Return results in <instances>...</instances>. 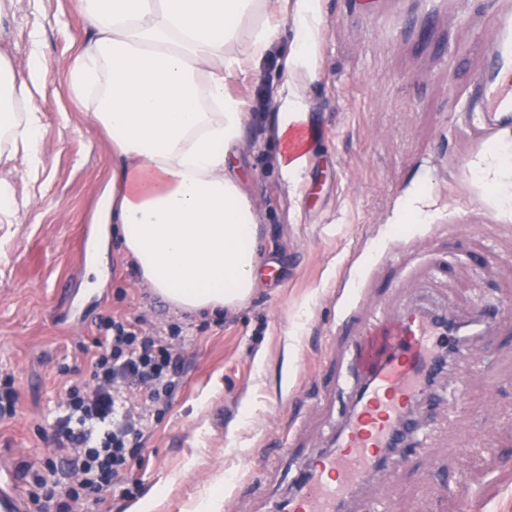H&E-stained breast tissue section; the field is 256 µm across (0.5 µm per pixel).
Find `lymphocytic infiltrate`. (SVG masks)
<instances>
[{
	"mask_svg": "<svg viewBox=\"0 0 512 512\" xmlns=\"http://www.w3.org/2000/svg\"><path fill=\"white\" fill-rule=\"evenodd\" d=\"M97 332L92 380L70 383L65 412L53 422L60 462L36 476L29 491L32 502L57 501V512L123 487L141 429L150 411L167 406L181 361L170 338L128 317H103Z\"/></svg>",
	"mask_w": 512,
	"mask_h": 512,
	"instance_id": "f902f5d3",
	"label": "lymphocytic infiltrate"
}]
</instances>
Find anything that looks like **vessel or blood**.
I'll return each mask as SVG.
<instances>
[{"mask_svg":"<svg viewBox=\"0 0 512 512\" xmlns=\"http://www.w3.org/2000/svg\"><path fill=\"white\" fill-rule=\"evenodd\" d=\"M493 27L496 35L475 101L489 140L512 128V13L498 15ZM441 350L454 356L460 371L468 370L471 352L444 311L409 307L360 332L352 365L360 387L351 411L335 447L307 457L298 475L300 488L289 495L283 512H343L389 449L404 447L417 433L414 409L437 398L426 377ZM14 485L13 474L1 469L0 512H21Z\"/></svg>","mask_w":512,"mask_h":512,"instance_id":"1","label":"vessel or blood"}]
</instances>
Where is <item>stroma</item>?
<instances>
[{
	"label": "stroma",
	"mask_w": 512,
	"mask_h": 512,
	"mask_svg": "<svg viewBox=\"0 0 512 512\" xmlns=\"http://www.w3.org/2000/svg\"><path fill=\"white\" fill-rule=\"evenodd\" d=\"M503 4L512 0H373L364 12L356 0H319L312 69L296 78L312 138L292 182L269 132L294 37L285 28L261 74L233 86L252 115L243 190L277 275L238 310L196 315L150 294L118 243L107 270L92 272L80 242L111 179L112 143L69 82L91 29L73 0H12L0 58L21 62L41 25L47 89L36 205L26 204L35 189L25 157L0 163V183L23 204L0 226V380L12 376L18 393L15 416L0 418V468L15 472L19 491L52 454L66 386L90 377L101 317L142 315L163 335L178 325L181 366L168 409L128 462L130 495L73 512H134L148 498L152 512H193L218 477L219 512H272L300 455L329 447L343 426L358 388L356 328L385 309L469 322L493 306L505 315L471 338L466 385L445 367L410 460L376 471L358 497L387 512H512V205L496 199L468 110ZM412 198L424 219L398 230ZM344 280L349 331L338 326Z\"/></svg>",
	"instance_id": "1"
}]
</instances>
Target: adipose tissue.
Instances as JSON below:
<instances>
[{"label": "adipose tissue", "mask_w": 512, "mask_h": 512, "mask_svg": "<svg viewBox=\"0 0 512 512\" xmlns=\"http://www.w3.org/2000/svg\"><path fill=\"white\" fill-rule=\"evenodd\" d=\"M92 35L72 63L76 95L92 90V122L112 137V178L98 223L118 227L143 285L184 312L236 310L258 286L262 258L236 158L249 122L230 85L261 71L284 28L288 75L308 63L318 0H75ZM45 101L41 33L21 65L0 60V158L38 168ZM306 107L287 84L270 133L284 178L301 173L293 142Z\"/></svg>", "instance_id": "ef3b65f1"}]
</instances>
